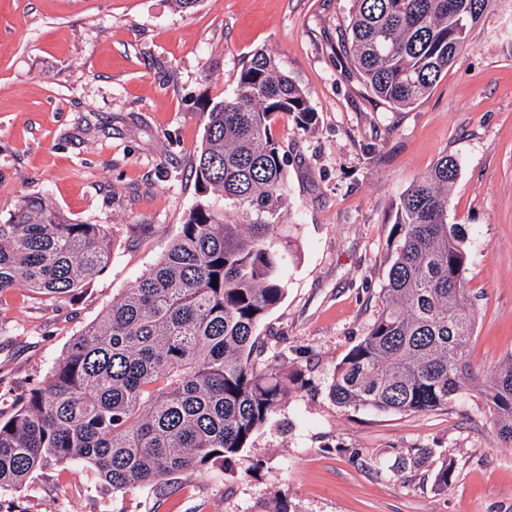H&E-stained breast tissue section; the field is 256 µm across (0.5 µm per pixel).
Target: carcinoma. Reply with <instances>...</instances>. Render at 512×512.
<instances>
[{
  "label": "carcinoma",
  "instance_id": "1",
  "mask_svg": "<svg viewBox=\"0 0 512 512\" xmlns=\"http://www.w3.org/2000/svg\"><path fill=\"white\" fill-rule=\"evenodd\" d=\"M492 0H354L347 42L361 77L398 107L427 96L469 45ZM282 115L308 127L306 93L260 50L216 103L195 174L199 199L163 258L75 336L8 413L0 411V492L50 463H83L114 490L240 456L297 382L259 369L256 331L285 294L289 253ZM458 162L445 155L401 195L389 232L382 310L336 368L342 407L407 413L448 405L477 310L465 231L448 223ZM233 214H227L224 206ZM110 233L78 224L45 195L0 221V297H61L111 262ZM217 284H212V281ZM498 438L512 446V357L485 375Z\"/></svg>",
  "mask_w": 512,
  "mask_h": 512
}]
</instances>
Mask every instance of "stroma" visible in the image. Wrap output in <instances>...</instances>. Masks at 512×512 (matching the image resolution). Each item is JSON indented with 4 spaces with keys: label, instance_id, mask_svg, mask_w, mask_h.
<instances>
[{
    "label": "stroma",
    "instance_id": "stroma-1",
    "mask_svg": "<svg viewBox=\"0 0 512 512\" xmlns=\"http://www.w3.org/2000/svg\"><path fill=\"white\" fill-rule=\"evenodd\" d=\"M352 0H0V219L45 194L112 237L110 265L57 301L0 298V410L46 381L72 336L156 264L198 198L207 113L258 50L307 94L312 128L274 132L288 156L285 296L259 327L256 361L301 381L242 459L112 490L81 464L0 493L14 512H512V447L485 406L487 372L512 356V0H495L469 49L409 107L380 100L340 39ZM459 159L448 221L464 225L478 311L469 378L447 406H339L338 364L382 308L401 193ZM427 449L419 467L396 459ZM452 465L447 489L434 483ZM258 469H248V462Z\"/></svg>",
    "mask_w": 512,
    "mask_h": 512
}]
</instances>
